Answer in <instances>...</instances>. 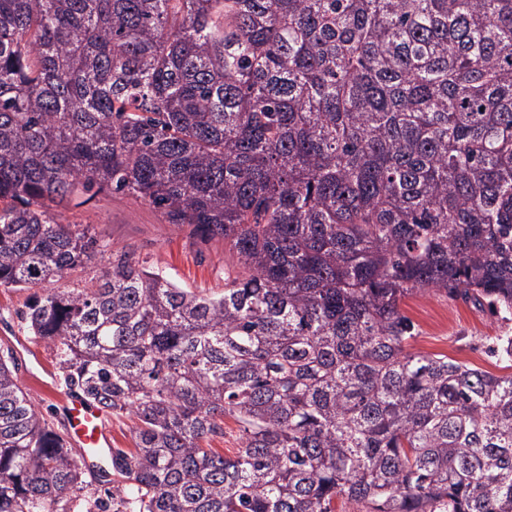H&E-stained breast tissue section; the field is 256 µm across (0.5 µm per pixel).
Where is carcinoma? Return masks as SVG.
Here are the masks:
<instances>
[{"mask_svg": "<svg viewBox=\"0 0 512 512\" xmlns=\"http://www.w3.org/2000/svg\"><path fill=\"white\" fill-rule=\"evenodd\" d=\"M122 191L224 242L180 284L52 213ZM134 419L125 512H512V375L411 351L425 291L512 320V0H0V288ZM0 357V512H107ZM239 448H210L224 418Z\"/></svg>", "mask_w": 512, "mask_h": 512, "instance_id": "cac0c4a2", "label": "carcinoma"}]
</instances>
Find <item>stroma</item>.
Listing matches in <instances>:
<instances>
[{
    "label": "stroma",
    "mask_w": 512,
    "mask_h": 512,
    "mask_svg": "<svg viewBox=\"0 0 512 512\" xmlns=\"http://www.w3.org/2000/svg\"><path fill=\"white\" fill-rule=\"evenodd\" d=\"M56 215L65 223L95 225L109 246L135 249L188 287L224 285L223 243L190 242L186 230L164 223L156 208L127 194L104 191L81 207L60 209ZM26 297V291L0 288V355L13 357L30 399L45 419L55 423L66 389L53 348L33 336L22 318ZM403 311L417 329L414 351L445 355L495 375L512 373V365L495 351L497 336L512 330V321L503 322L431 291L407 298Z\"/></svg>",
    "instance_id": "stroma-1"
}]
</instances>
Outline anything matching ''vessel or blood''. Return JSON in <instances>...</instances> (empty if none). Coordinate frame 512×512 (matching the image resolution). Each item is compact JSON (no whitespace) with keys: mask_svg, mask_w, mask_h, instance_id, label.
Wrapping results in <instances>:
<instances>
[{"mask_svg":"<svg viewBox=\"0 0 512 512\" xmlns=\"http://www.w3.org/2000/svg\"><path fill=\"white\" fill-rule=\"evenodd\" d=\"M60 412L66 422L70 447L81 449L89 460L109 453L112 440L105 428L101 406L80 394H69L62 398Z\"/></svg>","mask_w":512,"mask_h":512,"instance_id":"b4317fda","label":"vessel or blood"}]
</instances>
